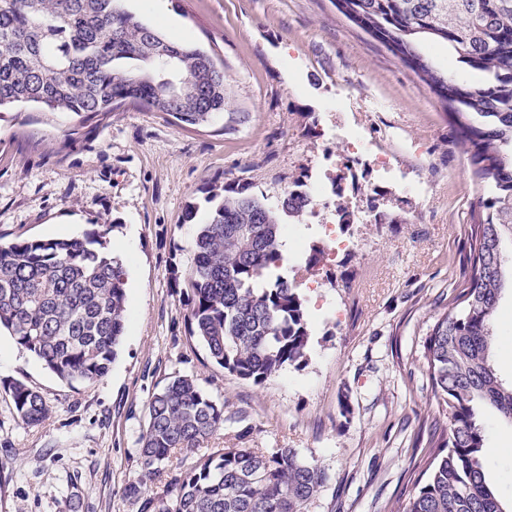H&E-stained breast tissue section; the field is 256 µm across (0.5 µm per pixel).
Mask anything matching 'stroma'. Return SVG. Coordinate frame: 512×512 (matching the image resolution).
<instances>
[{
	"label": "stroma",
	"mask_w": 512,
	"mask_h": 512,
	"mask_svg": "<svg viewBox=\"0 0 512 512\" xmlns=\"http://www.w3.org/2000/svg\"><path fill=\"white\" fill-rule=\"evenodd\" d=\"M166 38L214 54L229 106L189 128L128 104L83 119L31 108L0 114V236L80 238L108 225L125 242L127 320L108 373L61 381L0 333V512H136L123 495L141 471L151 395L193 378L224 407L211 448L296 449L329 475L308 512H389L429 456L437 411L416 365L470 275L473 178L448 110L336 0H121ZM387 158L392 170L360 165ZM343 190L342 245L313 270L321 218L285 221L288 276L310 320L305 363L263 384L211 361L191 337L185 277L210 193L239 187L277 205L300 175ZM495 367L512 378V294L495 323ZM20 381L51 406L18 416ZM490 483L512 502V451L490 411Z\"/></svg>",
	"instance_id": "stroma-1"
}]
</instances>
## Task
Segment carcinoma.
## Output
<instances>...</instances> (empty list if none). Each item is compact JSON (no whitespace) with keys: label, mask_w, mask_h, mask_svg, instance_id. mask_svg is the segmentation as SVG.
Here are the masks:
<instances>
[{"label":"carcinoma","mask_w":512,"mask_h":512,"mask_svg":"<svg viewBox=\"0 0 512 512\" xmlns=\"http://www.w3.org/2000/svg\"><path fill=\"white\" fill-rule=\"evenodd\" d=\"M118 0H0V109L97 116L138 104L200 126L224 112V71L201 48L169 40ZM337 9L399 55L453 109L452 127L484 195L468 231L471 274L434 323L419 368L449 425L435 421L414 494L390 512H512L490 486L479 409L512 426V380L493 362L499 300L512 283V0H336ZM444 46L468 74L450 78L422 46ZM306 199L287 192L272 208L231 188L200 225L187 272L191 334L220 367L262 384L307 357L311 331L298 285L283 266V217ZM107 229L81 239L0 243V330L60 380L93 383L108 372L126 322L127 270L105 251ZM27 425L50 406L22 382L9 387ZM141 474L124 488L138 512H307L328 479L295 449H198L224 428V407L187 376L147 403ZM197 454L153 487L159 465Z\"/></svg>","instance_id":"carcinoma-1"}]
</instances>
